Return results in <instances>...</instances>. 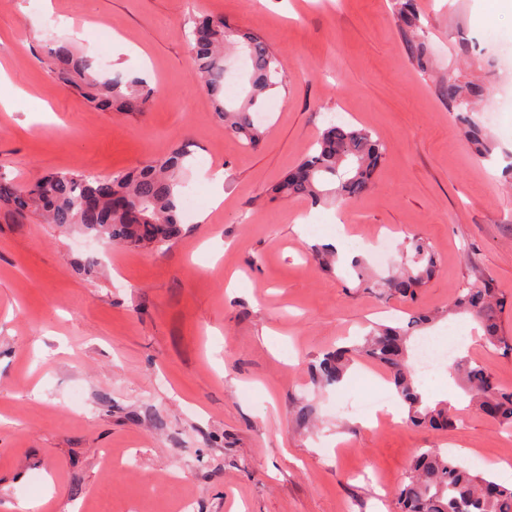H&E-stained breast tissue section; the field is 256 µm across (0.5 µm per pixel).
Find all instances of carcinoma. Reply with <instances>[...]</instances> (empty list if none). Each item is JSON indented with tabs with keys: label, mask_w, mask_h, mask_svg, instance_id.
<instances>
[{
	"label": "carcinoma",
	"mask_w": 512,
	"mask_h": 512,
	"mask_svg": "<svg viewBox=\"0 0 512 512\" xmlns=\"http://www.w3.org/2000/svg\"><path fill=\"white\" fill-rule=\"evenodd\" d=\"M398 15L407 28H420L414 0H398ZM192 71L216 102L225 130L247 147H257L264 131L255 112L270 91L287 87L281 64L256 32H242L220 16L192 20L189 31ZM238 44L252 65L250 88L242 103L224 106L226 65L224 46ZM50 71L56 80L80 91L88 102L104 109L142 112L157 89L140 78L128 81L105 78L92 61L78 57L67 41L52 51ZM448 109L463 125V133L475 154L491 158L494 146L484 127L472 116L475 101L487 89L475 82L450 79L440 86ZM386 145L370 129L347 122L330 123L320 134L314 150L302 158L274 186L281 198L300 197L313 205L327 199L338 203L359 199L375 185V176L386 157ZM190 152L185 146L132 170L102 177L80 170L46 174L27 186L0 179V204L9 208L17 222L41 214L47 223L82 228L108 243L161 248L174 242L180 232L183 192L180 174ZM406 263L400 271L379 277L377 284L388 295L408 303L404 315L391 323H374L361 341L329 352L312 367L313 378L328 386L342 382L350 355H364L383 364L396 395L407 408V423L415 428L446 431L460 423L449 403L430 406L412 378L408 343L437 319L434 311L417 306V291L427 285L440 264L433 248L421 237L407 238ZM506 308L493 279L466 281L456 289L450 313L470 315L482 330L483 344L505 355L512 354V339L504 335L501 315ZM471 404L499 426L512 431V390L501 388L479 364L459 357L455 361ZM398 512H512V484L498 482L489 474H475L456 458L437 448L416 454L407 480L397 494Z\"/></svg>",
	"instance_id": "1"
}]
</instances>
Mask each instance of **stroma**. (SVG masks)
I'll return each instance as SVG.
<instances>
[{"mask_svg": "<svg viewBox=\"0 0 512 512\" xmlns=\"http://www.w3.org/2000/svg\"><path fill=\"white\" fill-rule=\"evenodd\" d=\"M416 8L423 69L395 0H0V66L21 91L0 111V178L109 176L183 144V179L201 200L161 249L107 247L77 227L0 213V512L47 494L41 512H179L185 498L191 512H396L421 448L512 483V432L470 409L454 359L420 387L429 403L458 409L449 433L370 425L351 411L384 390L387 370L368 358L355 357L340 384L312 380L324 353L400 315L403 301L366 290L351 261L387 274L408 235L442 260L422 308L447 307L478 274L512 297V186L500 164L512 154V111L496 110L512 98V65L495 43L512 35V13L494 0ZM195 16L257 31L283 65L287 88L259 114V148L225 131L192 75ZM66 18L100 28L78 39ZM59 39L104 76L156 86L147 110H103L61 87L46 65ZM451 76L487 89L477 118L492 160L473 153L439 92ZM332 121L385 143L374 190L340 206L273 197ZM381 237L384 255L373 245ZM322 245L338 253L334 270L312 255ZM451 322L465 330L457 347L512 389V359L485 349L468 315L435 328Z\"/></svg>", "mask_w": 512, "mask_h": 512, "instance_id": "stroma-1", "label": "stroma"}]
</instances>
